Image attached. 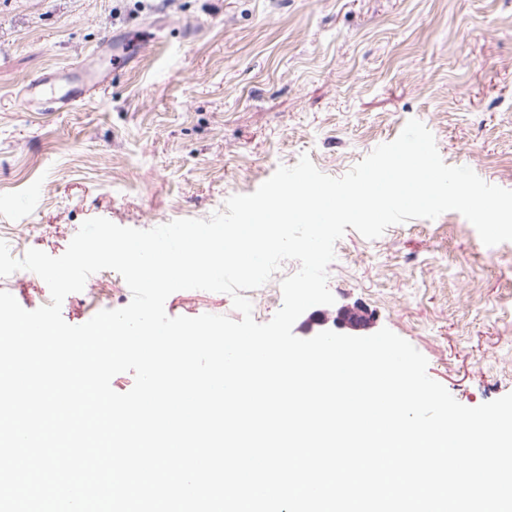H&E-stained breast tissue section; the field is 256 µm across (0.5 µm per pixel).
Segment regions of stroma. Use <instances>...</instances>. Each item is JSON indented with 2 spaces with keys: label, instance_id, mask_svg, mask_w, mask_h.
Here are the masks:
<instances>
[{
  "label": "stroma",
  "instance_id": "obj_1",
  "mask_svg": "<svg viewBox=\"0 0 512 512\" xmlns=\"http://www.w3.org/2000/svg\"><path fill=\"white\" fill-rule=\"evenodd\" d=\"M110 36L138 40V55L93 99L18 105L44 73L101 65ZM413 118L445 164L512 190V0H0V239L17 258L57 257L92 217L142 230L206 219L304 154L343 176ZM298 269L285 261L248 291L256 322ZM328 286L371 331L410 342L461 404L512 393V242L485 246L455 211L374 240L350 229ZM0 290L28 311L50 302L26 270ZM130 300L106 269L61 313L80 325ZM165 311L238 316L204 290L174 292Z\"/></svg>",
  "mask_w": 512,
  "mask_h": 512
}]
</instances>
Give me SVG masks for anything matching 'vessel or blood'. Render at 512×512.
Instances as JSON below:
<instances>
[{
    "mask_svg": "<svg viewBox=\"0 0 512 512\" xmlns=\"http://www.w3.org/2000/svg\"><path fill=\"white\" fill-rule=\"evenodd\" d=\"M133 57V45L125 43L112 49L111 67L99 70L72 67L45 74L25 87L23 103L38 109L47 105L57 110L78 108L108 83L113 69L128 66Z\"/></svg>",
    "mask_w": 512,
    "mask_h": 512,
    "instance_id": "b4317fda",
    "label": "vessel or blood"
}]
</instances>
